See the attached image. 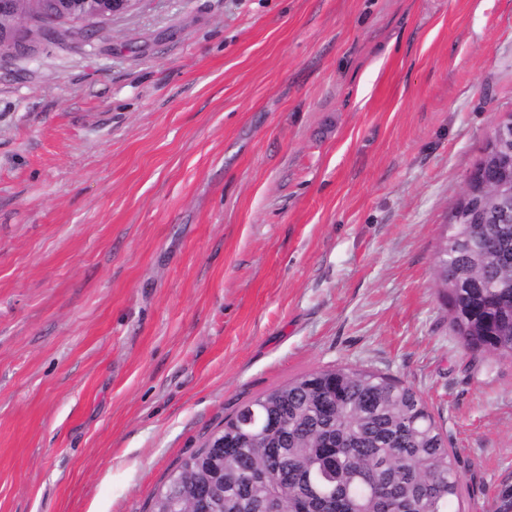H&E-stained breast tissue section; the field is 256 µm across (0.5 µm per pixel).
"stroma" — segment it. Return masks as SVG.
<instances>
[{
	"instance_id": "stroma-1",
	"label": "stroma",
	"mask_w": 512,
	"mask_h": 512,
	"mask_svg": "<svg viewBox=\"0 0 512 512\" xmlns=\"http://www.w3.org/2000/svg\"><path fill=\"white\" fill-rule=\"evenodd\" d=\"M512 114V0H136L0 56V512H148L249 400L356 366L512 494V358L436 280Z\"/></svg>"
}]
</instances>
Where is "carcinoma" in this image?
Listing matches in <instances>:
<instances>
[{
  "instance_id": "obj_1",
  "label": "carcinoma",
  "mask_w": 512,
  "mask_h": 512,
  "mask_svg": "<svg viewBox=\"0 0 512 512\" xmlns=\"http://www.w3.org/2000/svg\"><path fill=\"white\" fill-rule=\"evenodd\" d=\"M48 0H12L14 19L38 29ZM500 251L512 257V223L497 225ZM439 261L463 269L462 286L439 281L450 326L472 351L512 357V261L485 258L481 246L441 243ZM284 421L278 444L239 443L249 416ZM210 443L169 473L161 490L184 499L203 487V474L224 484V512H460L462 477L457 452L424 400L385 374L337 366L304 374L243 404Z\"/></svg>"
}]
</instances>
